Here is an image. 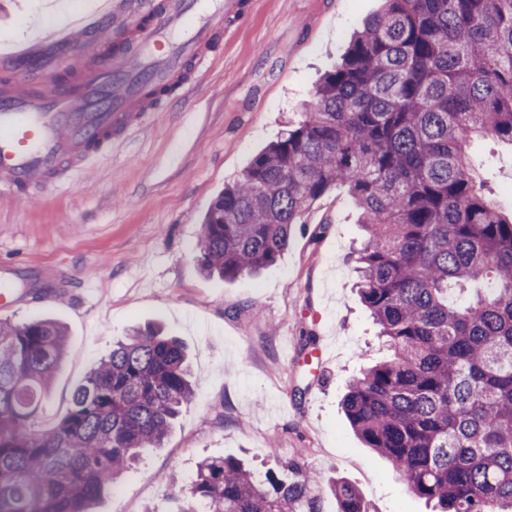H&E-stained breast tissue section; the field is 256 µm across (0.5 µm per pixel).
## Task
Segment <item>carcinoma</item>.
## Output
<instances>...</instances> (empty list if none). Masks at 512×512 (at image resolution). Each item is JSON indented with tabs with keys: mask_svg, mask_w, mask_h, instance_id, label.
Instances as JSON below:
<instances>
[{
	"mask_svg": "<svg viewBox=\"0 0 512 512\" xmlns=\"http://www.w3.org/2000/svg\"><path fill=\"white\" fill-rule=\"evenodd\" d=\"M512 145V0H385L309 112L255 155L202 220L198 262L231 279L275 264L310 206L347 187L367 233L358 290L390 357L343 399L363 443L438 512H512V211L468 148ZM65 352L54 320L0 319V512H90L194 393L187 353L158 330L112 347L38 424ZM260 481L206 458L178 512H322L315 478ZM338 512H371L354 484Z\"/></svg>",
	"mask_w": 512,
	"mask_h": 512,
	"instance_id": "carcinoma-1",
	"label": "carcinoma"
}]
</instances>
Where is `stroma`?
I'll use <instances>...</instances> for the list:
<instances>
[{"instance_id":"obj_1","label":"stroma","mask_w":512,"mask_h":512,"mask_svg":"<svg viewBox=\"0 0 512 512\" xmlns=\"http://www.w3.org/2000/svg\"><path fill=\"white\" fill-rule=\"evenodd\" d=\"M143 0H0V80L27 81L35 65L89 55L104 32L139 16ZM253 10L167 102L97 168L22 198L0 194V266L28 278L54 268L65 295L33 288L7 317H49L66 329V353L40 419L67 414L71 391L133 328L162 325L190 355L195 397L163 447L145 448L94 512H173L198 463L245 461L258 479L295 459L319 479L323 512L337 503L325 479L354 483L371 512H431L349 424L348 384L386 352L356 289L352 253L364 231L347 189L333 188L297 225L288 248L260 275L203 274L204 213L250 160L302 120L383 0H252ZM80 23L70 39L56 29ZM491 169L493 198L512 203V146L493 138L469 148ZM325 348L324 368L315 351Z\"/></svg>"}]
</instances>
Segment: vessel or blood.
Returning a JSON list of instances; mask_svg holds the SVG:
<instances>
[{"mask_svg":"<svg viewBox=\"0 0 512 512\" xmlns=\"http://www.w3.org/2000/svg\"><path fill=\"white\" fill-rule=\"evenodd\" d=\"M148 20L128 25L98 62L41 91L0 90V190L27 194L98 166L107 142L128 134L207 67L214 44L247 0H147Z\"/></svg>","mask_w":512,"mask_h":512,"instance_id":"b4317fda","label":"vessel or blood"}]
</instances>
